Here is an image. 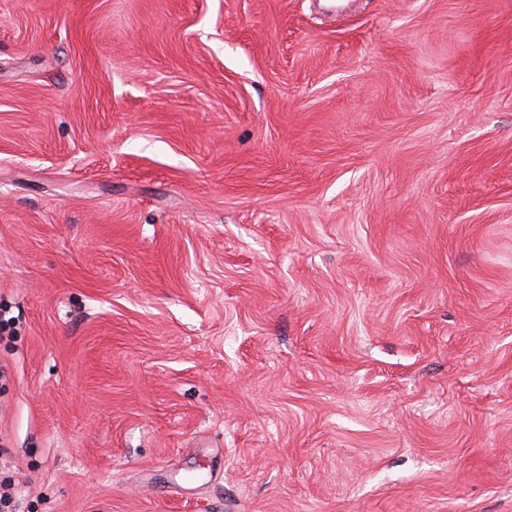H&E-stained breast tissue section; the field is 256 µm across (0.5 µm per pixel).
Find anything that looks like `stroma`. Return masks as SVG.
<instances>
[{
  "label": "stroma",
  "instance_id": "1",
  "mask_svg": "<svg viewBox=\"0 0 512 512\" xmlns=\"http://www.w3.org/2000/svg\"><path fill=\"white\" fill-rule=\"evenodd\" d=\"M1 315L25 512H512V0H0Z\"/></svg>",
  "mask_w": 512,
  "mask_h": 512
}]
</instances>
